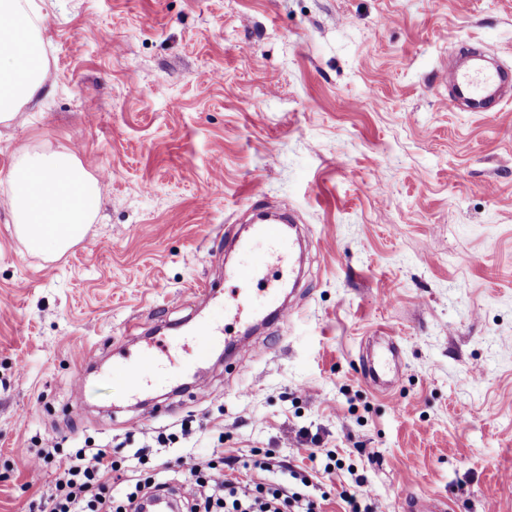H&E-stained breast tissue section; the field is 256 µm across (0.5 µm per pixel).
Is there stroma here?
Returning <instances> with one entry per match:
<instances>
[{
  "label": "stroma",
  "instance_id": "obj_1",
  "mask_svg": "<svg viewBox=\"0 0 512 512\" xmlns=\"http://www.w3.org/2000/svg\"><path fill=\"white\" fill-rule=\"evenodd\" d=\"M46 95L0 124V512H29L55 475L23 451L109 443L123 495L183 484L186 455L222 447L236 482L310 480L376 512L406 494L446 512H512V94L448 105L442 71L481 43L512 67V0H42ZM77 146L99 182L87 236L51 260L15 235L7 175L25 150ZM288 203L308 240L290 319L242 356L199 362L198 321L223 324L224 240L246 209ZM222 294L207 300L199 283ZM163 339L134 406L116 370ZM393 385L364 379L386 339ZM95 357L87 369V357ZM172 435L160 447L158 433Z\"/></svg>",
  "mask_w": 512,
  "mask_h": 512
}]
</instances>
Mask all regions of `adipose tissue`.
<instances>
[{
  "label": "adipose tissue",
  "mask_w": 512,
  "mask_h": 512,
  "mask_svg": "<svg viewBox=\"0 0 512 512\" xmlns=\"http://www.w3.org/2000/svg\"><path fill=\"white\" fill-rule=\"evenodd\" d=\"M45 67L25 0H0V123L15 122L41 98ZM8 181L15 232L29 250L57 257L86 237L99 187L73 149L21 154Z\"/></svg>",
  "instance_id": "adipose-tissue-1"
}]
</instances>
